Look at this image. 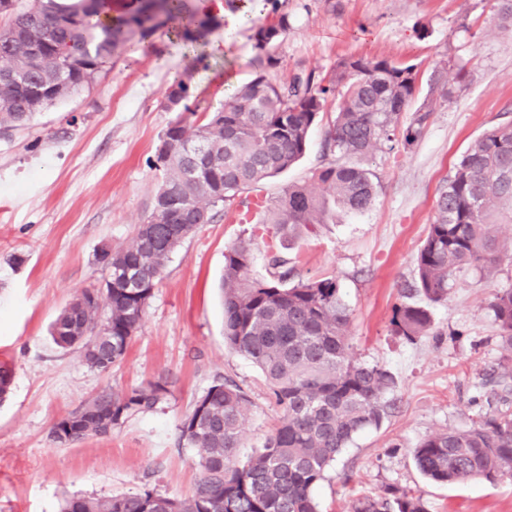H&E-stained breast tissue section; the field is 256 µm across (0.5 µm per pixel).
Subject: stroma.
<instances>
[{"instance_id":"stroma-1","label":"stroma","mask_w":512,"mask_h":512,"mask_svg":"<svg viewBox=\"0 0 512 512\" xmlns=\"http://www.w3.org/2000/svg\"><path fill=\"white\" fill-rule=\"evenodd\" d=\"M335 3L331 9L325 0H288L291 28L271 78L323 76L348 57L417 64L411 106L433 108L422 138L364 157L379 182L364 213L335 208L325 223L289 237L271 224L239 223L236 212L217 213L171 256L124 360L109 372L91 370L77 350L55 345L50 327L76 294L103 282L101 247L129 243L151 211L161 180L156 148L173 118L165 108L173 77L190 75L192 110L220 108L256 72L252 35L269 13L268 0L216 11L220 25L209 35L228 36L224 56H207L206 41L190 46L163 27L147 50L126 52L29 128L0 135V366L11 370L0 402V512H60L75 495L144 489L189 496L198 469L179 425L219 375L249 398L241 456L261 447L277 413L261 371L224 343L219 282L226 247L242 240L252 243L251 277L266 278L270 239L297 278H335L353 311L354 353L396 382L391 416L359 433L316 487L320 512H349L357 497L388 488L421 495L427 512H512V477L436 484L420 474L412 454L425 435L467 428L486 411L483 395L503 354L488 303L512 288V261L458 276L447 300L431 306L427 336L410 343L389 324L414 282L449 169L471 141L512 120V27H503L496 0ZM230 17L237 26L228 33L222 23ZM436 71L452 97H429ZM326 124L319 117L303 159L248 198L272 201L287 185L310 181L329 161ZM161 378L169 393L157 409L129 417L110 436L73 445L51 439L59 418L102 389L121 392Z\"/></svg>"}]
</instances>
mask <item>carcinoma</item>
I'll return each instance as SVG.
<instances>
[{
    "label": "carcinoma",
    "instance_id": "cac0c4a2",
    "mask_svg": "<svg viewBox=\"0 0 512 512\" xmlns=\"http://www.w3.org/2000/svg\"><path fill=\"white\" fill-rule=\"evenodd\" d=\"M109 2L31 0L7 15L0 27L1 134L25 127L35 114L90 84L112 59L167 23L177 22V35L191 42L215 24L187 0H135L133 8L103 23L99 16ZM289 30L286 3L272 0L254 33V78L200 123L187 115V105L174 108L178 115L161 136L168 151L156 157L162 176L151 212L127 245L112 249V265L105 267L112 287L96 289L95 296L82 291L53 324L54 343L79 350L89 368L106 372L125 358L166 263L185 239L214 221L217 207H233L244 192L301 160L329 94L339 91L325 132L336 158L313 174L322 194L308 183L291 184L263 205L257 223L274 224L280 233L324 223L332 206L366 211L378 181L362 158L422 136L430 105L402 123L418 89L416 65L350 57L319 80L309 74L276 83L269 72L280 65L276 48ZM503 205L512 207V121L473 140L448 171L416 256L412 293L437 303L448 297L458 274L512 260V243L501 241L490 222ZM252 261L244 241L225 249L224 341L269 384L278 419L263 447L239 458L248 396L234 381L218 377L179 427L200 471L190 497L152 490L74 496L62 512H318L314 488L356 435L390 416L395 379L351 352V311L336 279L294 283L288 259L274 251L271 278L253 279ZM489 309L503 356L485 399L487 411L466 429L424 436L413 449L417 469L438 483L512 476V412L498 409L512 395V289L496 292ZM390 324L395 335L414 342L428 334L432 320L425 307L402 303ZM166 392L162 381L102 390L82 406L86 422L71 428L64 444L110 435L128 416L154 410ZM351 512L427 510L420 497L387 489L357 498Z\"/></svg>",
    "mask_w": 512,
    "mask_h": 512
}]
</instances>
